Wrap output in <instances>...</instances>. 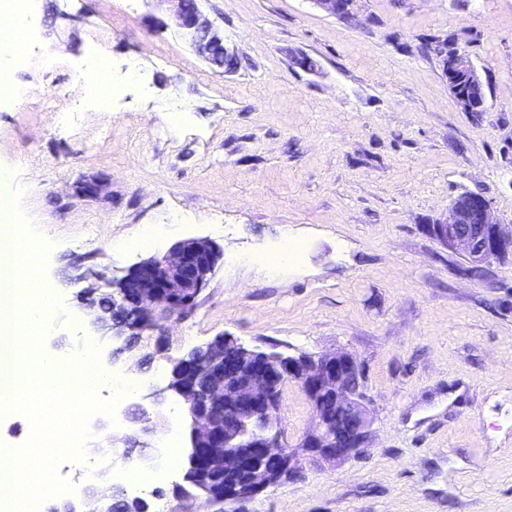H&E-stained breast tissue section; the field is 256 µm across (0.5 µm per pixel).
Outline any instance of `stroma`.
Returning a JSON list of instances; mask_svg holds the SVG:
<instances>
[{
	"mask_svg": "<svg viewBox=\"0 0 512 512\" xmlns=\"http://www.w3.org/2000/svg\"><path fill=\"white\" fill-rule=\"evenodd\" d=\"M236 69L211 67L149 0H34L20 101L0 106V195L42 239V275L74 325L47 358L77 351L86 282L73 261L126 269L207 237L224 260L189 314L161 320L112 371L138 374L123 420L92 432L139 438L156 370L228 334L289 354L351 353L363 369L371 442L332 463L300 455L294 477L249 512H512V260L466 273L434 239L459 194L512 226V0H356L344 21L310 0H200ZM466 51L487 88L462 111L426 42ZM318 62L304 71L294 56ZM114 92L78 80L96 59ZM97 184L96 194L77 188ZM152 229L151 246L123 241ZM299 258L262 257L287 239ZM165 436L188 448L167 395ZM315 421L296 383L277 425L296 449Z\"/></svg>",
	"mask_w": 512,
	"mask_h": 512,
	"instance_id": "stroma-1",
	"label": "stroma"
}]
</instances>
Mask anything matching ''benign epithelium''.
<instances>
[{
	"mask_svg": "<svg viewBox=\"0 0 512 512\" xmlns=\"http://www.w3.org/2000/svg\"><path fill=\"white\" fill-rule=\"evenodd\" d=\"M167 5L177 27L191 41L196 52L212 62L224 51V67L234 65V53L224 36L200 9L198 0H158ZM328 16L349 19L355 0H309ZM443 70L458 104L464 112H478L486 104L484 82L469 56L462 50L448 54L438 50ZM432 235L462 255L473 268L512 257V230L498 223L491 204L484 197L460 195L451 202L448 219L430 225ZM223 249L208 238H191L173 244L162 255L144 258L123 271L82 268L81 279H107L112 285V308L116 318L99 314L95 289L81 298L85 318L101 338L115 344L116 359L126 346L155 326L158 312L191 311L221 261ZM187 380L168 378L166 386L152 392L155 407H139L135 421L148 436L158 433V405L162 395L179 397L191 423L190 446L183 480L176 486L175 504L170 512H246V505L276 485L291 472L298 455L286 449L280 429L274 426L280 409L283 386L297 383L313 405L316 424L302 443L307 455L331 462H344L360 455L370 439V410L364 396L356 394L349 380L360 374L356 359L347 352H334L306 359L284 353L250 348L233 336L218 335L191 350L173 365ZM235 413L238 422H224V411ZM112 461L134 459L151 462L144 453L133 455L130 447H105ZM224 465V475H240L222 494L211 491L205 471L216 461ZM277 462L272 468L268 462ZM109 470L98 471L88 482L84 506L91 512H112L113 495Z\"/></svg>",
	"mask_w": 512,
	"mask_h": 512,
	"instance_id": "7a95c632",
	"label": "benign epithelium"
}]
</instances>
